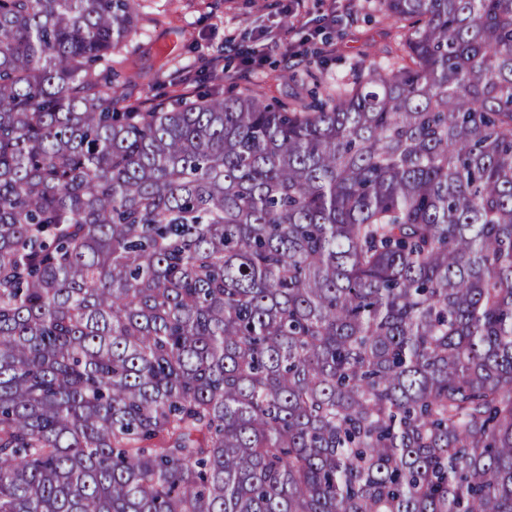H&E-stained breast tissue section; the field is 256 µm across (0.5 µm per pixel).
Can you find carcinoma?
Returning a JSON list of instances; mask_svg holds the SVG:
<instances>
[{"label": "carcinoma", "instance_id": "cac0c4a2", "mask_svg": "<svg viewBox=\"0 0 512 512\" xmlns=\"http://www.w3.org/2000/svg\"><path fill=\"white\" fill-rule=\"evenodd\" d=\"M139 6L0 0V512H512V0L275 105Z\"/></svg>", "mask_w": 512, "mask_h": 512}]
</instances>
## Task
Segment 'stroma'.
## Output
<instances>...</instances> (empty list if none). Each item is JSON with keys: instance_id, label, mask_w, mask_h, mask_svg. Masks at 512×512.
<instances>
[{"instance_id": "stroma-1", "label": "stroma", "mask_w": 512, "mask_h": 512, "mask_svg": "<svg viewBox=\"0 0 512 512\" xmlns=\"http://www.w3.org/2000/svg\"><path fill=\"white\" fill-rule=\"evenodd\" d=\"M375 0H141L154 17L146 37L127 50V69L139 73L125 93L135 101L182 93L178 76L204 73L222 57L224 74L205 75L201 90L225 93L260 86L274 103L305 92L306 70L323 82L348 79L364 54L395 49L397 30Z\"/></svg>"}]
</instances>
